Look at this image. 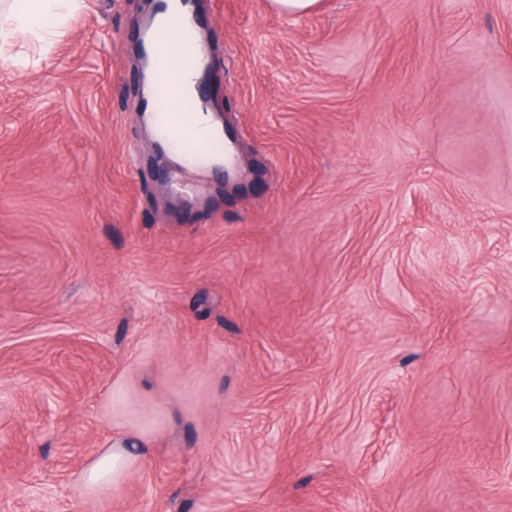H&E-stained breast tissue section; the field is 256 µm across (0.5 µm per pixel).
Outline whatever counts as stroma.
I'll return each instance as SVG.
<instances>
[{
	"label": "stroma",
	"instance_id": "1",
	"mask_svg": "<svg viewBox=\"0 0 512 512\" xmlns=\"http://www.w3.org/2000/svg\"><path fill=\"white\" fill-rule=\"evenodd\" d=\"M198 5L231 184L143 0L0 60V512H512V0ZM177 51L175 48L172 49V52L167 60L168 70H161L156 74V82L159 86H165L170 82L169 72L171 75V88L173 92L171 96L174 98H179V101L183 97H190L194 95L196 91V85L199 79V71L200 67L191 68V69H183L178 63L176 59ZM179 101L176 107V111L180 112L178 109ZM145 121L146 123L154 130V133L157 137V139L162 143L163 146L168 150L170 155L172 156L173 160L177 162L178 164L186 167H208L211 168L214 166L215 162L217 163L218 158H214L209 160L206 163H199L195 161L191 156L187 155L182 150L176 148L172 142L170 141L169 137L160 131V129L157 127L155 118L152 114H149L148 112L145 114ZM110 460L108 466H103V460L99 459L89 464L81 474V479L90 491L96 490L101 484H109L113 490L117 489L128 469L139 465L140 458L130 453L126 448H112L105 453V458Z\"/></svg>",
	"mask_w": 512,
	"mask_h": 512
}]
</instances>
